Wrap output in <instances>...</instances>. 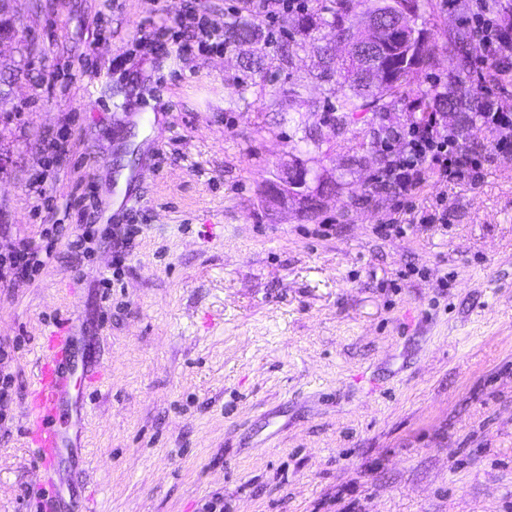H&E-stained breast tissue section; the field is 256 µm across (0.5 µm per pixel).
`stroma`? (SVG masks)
I'll use <instances>...</instances> for the list:
<instances>
[{
  "label": "stroma",
  "mask_w": 512,
  "mask_h": 512,
  "mask_svg": "<svg viewBox=\"0 0 512 512\" xmlns=\"http://www.w3.org/2000/svg\"><path fill=\"white\" fill-rule=\"evenodd\" d=\"M478 2L432 0L428 77L449 81L440 49ZM12 8L44 53L0 99V254L24 239L55 258L0 283V512H41L24 407L66 315L75 354L101 362L69 463L97 512H512V153L494 132L480 122L463 141L486 158L479 186L427 178L400 216L370 190L367 121L324 131L305 160L341 186L312 217L273 211L260 189L295 138L275 97L307 78L288 110L323 121L312 51L286 63L268 44L242 88L249 47L143 44L150 26L178 30L173 0ZM66 131L71 151L49 160ZM88 178L100 202L133 195L124 250H70L68 203ZM438 212L447 224L423 223ZM393 216L405 234L378 238Z\"/></svg>",
  "instance_id": "stroma-1"
}]
</instances>
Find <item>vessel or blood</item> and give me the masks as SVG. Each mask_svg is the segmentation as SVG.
Instances as JSON below:
<instances>
[{
	"label": "vessel or blood",
	"instance_id": "1",
	"mask_svg": "<svg viewBox=\"0 0 512 512\" xmlns=\"http://www.w3.org/2000/svg\"><path fill=\"white\" fill-rule=\"evenodd\" d=\"M77 341V325L67 320L56 325L41 345V354L28 412L30 421L25 434L35 449V462L42 479V512H58L62 499L54 481L56 467L63 453L78 442L86 417L83 383L95 382L91 369L76 370L71 362Z\"/></svg>",
	"mask_w": 512,
	"mask_h": 512
}]
</instances>
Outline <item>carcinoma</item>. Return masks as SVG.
Wrapping results in <instances>:
<instances>
[{
  "label": "carcinoma",
  "mask_w": 512,
  "mask_h": 512,
  "mask_svg": "<svg viewBox=\"0 0 512 512\" xmlns=\"http://www.w3.org/2000/svg\"><path fill=\"white\" fill-rule=\"evenodd\" d=\"M318 7L298 17L293 33L283 40V57L288 59L292 50L311 46L320 54L323 68L318 79L326 84L325 99L328 102V119L326 124L335 135L349 132L350 126L362 113L388 112L395 99L411 81L418 78L422 70L432 66L430 54L425 45L419 42L421 29L417 21L423 17L431 6V0H411L414 12L411 25L408 27V40L404 51L393 50L381 57L380 65L395 73L393 80L376 86L363 82L360 78V64L353 57L335 59L330 54V47L307 42L311 31L321 28L333 30L336 40L350 42L358 40L355 19L358 10L380 14V38L388 41L393 17L391 12L402 7L405 0H317ZM260 22L232 17L224 21V45L241 47L250 45L253 52L241 62L245 72L254 73L260 68L265 58V48L260 46ZM448 54V67L463 75L471 59L477 53V45L472 37L464 31L448 33L445 46ZM308 90V83L303 80L292 83L284 99L278 106L286 110L288 101L303 97ZM424 101L427 109L436 112H464V125H469L480 118L481 109L478 105L467 103L461 95H451L433 85L424 90ZM295 129L302 136L293 145V150L308 154L321 148L323 138H317L304 126L301 118L294 120Z\"/></svg>",
  "instance_id": "obj_1"
}]
</instances>
